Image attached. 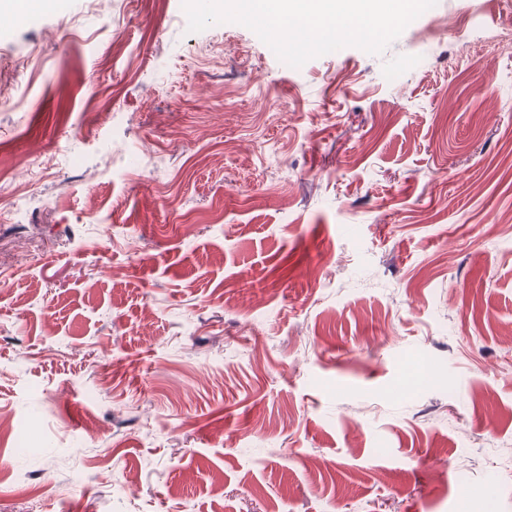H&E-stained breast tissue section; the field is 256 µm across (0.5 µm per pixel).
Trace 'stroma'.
<instances>
[{"instance_id": "obj_1", "label": "stroma", "mask_w": 512, "mask_h": 512, "mask_svg": "<svg viewBox=\"0 0 512 512\" xmlns=\"http://www.w3.org/2000/svg\"><path fill=\"white\" fill-rule=\"evenodd\" d=\"M0 76V512H512V0L299 68L55 0Z\"/></svg>"}]
</instances>
